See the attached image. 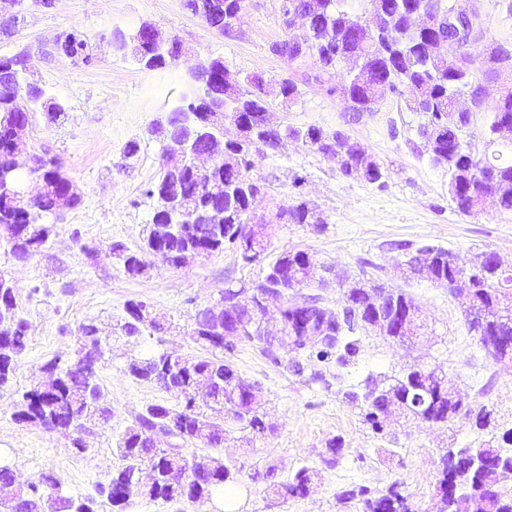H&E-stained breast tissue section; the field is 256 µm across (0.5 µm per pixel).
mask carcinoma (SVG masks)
<instances>
[{"instance_id": "1", "label": "carcinoma", "mask_w": 512, "mask_h": 512, "mask_svg": "<svg viewBox=\"0 0 512 512\" xmlns=\"http://www.w3.org/2000/svg\"><path fill=\"white\" fill-rule=\"evenodd\" d=\"M204 2L206 0H183V6L221 35L224 34V16H238L242 11L243 0H221L223 8L219 12L201 15L200 5ZM324 2L326 8L312 20L315 43L311 49L302 47L296 40L282 41L289 61L312 62V72L306 75V82L326 88L329 95L342 97L349 113L354 116L372 102L371 86L379 80L400 96L407 89L412 91L414 98L409 108L424 117L417 126V133L434 146V153L429 155L431 165L448 173V196L454 208L463 215H475L480 212V196L492 192L500 210L512 211V156L504 155L505 149L512 148V142L507 143L499 137L503 122L512 125V87L506 88L492 103L478 97L466 112H457L453 108V99L460 89L498 80L503 74L496 66L495 45H482L486 20L478 15L466 21V27L475 30V34L470 41L473 64L463 67L452 59L437 60L428 52L431 42L443 33L442 28L418 29L411 22V13L426 0H367L364 14L368 16L378 11L381 35L366 44L354 34L358 15L346 8V0ZM64 38L76 61L85 66L93 63L87 35L73 31ZM178 46L176 40L170 51L156 54L144 40L141 49L149 54L148 60L138 58L136 63L144 69L163 68L174 63ZM349 57L356 59L362 80L352 84L346 75L339 81L333 80L337 65ZM2 68L13 71L16 81L0 79V167L11 154L10 130L14 123L21 120L30 124L36 112L44 113L50 122H56L66 114L65 105L46 97L41 88L27 100L17 96L18 82L27 80L25 52L0 56ZM267 85L268 82L259 75L248 76L224 97V116L241 125L243 141L227 142L218 132L198 138V147L224 153L228 160L224 164V184L229 192L224 195V206L213 215L206 179L197 176L190 167L180 172L179 201L191 207L192 216L179 210L169 211L163 217L154 214L153 223L165 221L171 224L172 235L158 247L154 246L150 236L145 243L147 251L157 249L163 264L178 267L185 252L191 248H205L212 254L229 249L247 264L258 261L267 252L269 238L253 239L244 232V225L253 221L251 194L260 188V184L249 177L254 159L246 153L247 142L255 139L265 147L277 150L284 141L292 139L305 150L330 159L336 141L349 139L341 130L327 131L316 126L288 127L283 131L263 128L260 113L269 104ZM477 112L487 117V145L499 146L491 154L473 151L470 142L465 140V130ZM153 133L162 138V151H167L169 143L187 137L184 113H168L153 124ZM365 154L364 148L352 143L349 157L338 166L339 172L346 178L385 186V168L377 160L364 163ZM35 171L46 188L34 200L17 196L15 179L9 175L0 186V247L16 259H27L46 246L54 225L45 219L54 213L56 197L71 185L55 156H35ZM315 213L316 209L308 201L299 199L287 211L277 212L276 218L281 220L286 215L290 224L318 227L323 220L316 219ZM394 249L410 262L413 274L429 280L452 281L468 269V265L461 263L451 252L433 245L396 243ZM112 254L129 275L139 276L146 271L141 255L124 244H112ZM324 271L326 267L309 253L284 251L269 265L263 278L252 286L254 296L273 289L283 290L286 300L282 323L288 329V335L302 337L308 329L317 333L311 343L301 341L293 350L290 364L296 371L300 370L299 359L302 357L307 361L334 362L340 369L347 368L358 356L362 320L377 310L388 317L397 307L415 306L414 299L404 291L384 286L380 287L382 303L378 308L357 289L349 292L335 310L323 305L319 297L305 299L299 306H294L297 299L294 287H325L328 280L322 275ZM509 283L512 284V273L502 272L483 275L476 281L477 318L466 319V324L468 332L476 336L478 342L496 334L512 342V330L503 329L500 322L501 310L506 308L502 288ZM110 329L112 335L135 342L162 333L164 323L163 318L152 314L146 302L131 300L125 305L124 315L110 325ZM28 330L27 320L18 313L14 287L0 277V389L12 383L15 364L27 349ZM191 338L220 353L232 352L237 338L259 348L273 364H283L273 343L260 331L255 317L245 310L219 319L207 315L196 319ZM107 339L97 323L82 324L74 352L57 355L45 365L48 372L58 377V384L51 388L34 385L23 391L14 403V420L35 424L50 432L66 433L71 436V448L78 453L85 451L84 420L96 416L106 423L112 416L110 408L91 398L92 391L100 388V384L90 363L94 359H103L99 348ZM127 373L138 381L156 383L174 394L178 407L149 404L118 433L113 451L121 458V467L106 481L97 484L94 496L75 498L51 475L44 476L39 485H18L11 460L0 455V487L13 488V496L0 498V512H96L99 497L116 512H129L138 498L162 503L187 502L195 507L209 504L220 508L224 501V486L241 482L239 470L217 454L209 456V466L196 467L185 449L161 448L154 444L153 435L163 428L186 445L199 441L215 449L224 444L227 426L255 438L266 436L273 432V427L266 424L260 408L250 403L248 393L252 384L220 355L203 359L160 349L129 363ZM204 383L213 389L212 403L195 396L196 387ZM344 395L359 406L364 423L377 435L384 431L380 416L392 410L398 398L417 403V420L431 424L448 425L466 419L483 428L492 415L483 406L467 404L461 408L448 398V379L440 364H413L393 378L370 375L362 389L352 387ZM226 401L235 406L231 416L224 415L220 407ZM145 469L154 473V481L147 489L142 486ZM509 470L512 471V429L505 431L495 444L486 441L476 446L447 449L439 460L435 487L438 512H468L470 502L476 500L482 502L483 512H512V490L503 482V476ZM315 474L314 468L304 465L288 481L276 483L272 481L275 469L270 467L262 474H252L250 479L269 482L272 494L285 503L290 497L307 495ZM408 499L410 496L404 494L402 483L397 481L385 490L357 485L338 495L339 503L356 501L363 512H399L403 501Z\"/></svg>"}]
</instances>
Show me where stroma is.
<instances>
[{
	"mask_svg": "<svg viewBox=\"0 0 512 512\" xmlns=\"http://www.w3.org/2000/svg\"><path fill=\"white\" fill-rule=\"evenodd\" d=\"M279 5L280 0H244L239 32L228 38L186 11L182 0H56L49 10L30 6L15 32L0 37V55L27 51L37 83L65 102V117L51 123L36 114L24 137L32 153L60 158L81 197L80 205L58 213L55 232L40 253L19 261L0 250V275L14 285L18 312L30 325L27 350L13 381L0 390V453L11 459L20 482L37 483L51 474L71 495L94 494L97 483L119 464L115 435L147 405H178L163 388L128 375V364L144 356L146 343L116 338L98 365L112 418L86 424L85 452L73 450L64 434L16 423L12 412L18 392L47 381L43 364L72 349L80 324H110L128 301L141 300L166 318L163 349L211 356V349L190 337L196 313L215 304L225 287L261 280L269 263L288 250L306 251L330 268L334 287L318 291L330 308L342 303L341 282L358 279L402 289L419 307L426 325L419 341L401 344L362 333L359 373L396 375L412 364L438 363L450 387L493 414L481 431L463 420L441 426L400 418L377 435L364 423L359 407L345 399L346 382L337 378L335 367L325 368L324 380L315 381L316 363H304L297 372L274 365L250 344H238L226 359L259 387L265 419L276 431L250 443L235 429L224 436L221 454L243 476L237 512H362L357 505L340 504L338 495L355 485L384 489L395 481L403 482L420 512H431L444 451L497 439L512 428V375L499 372L469 333L464 299L402 272L393 248L397 242H430L464 263L486 249L512 265V212L491 204L475 216L455 210L448 200V176L430 164L416 134L421 117L409 109L406 98L382 93L373 111L356 120L341 98L314 84L303 86L298 99H274L268 112L273 125L343 129L380 160L387 178L380 188L343 177L334 161L293 141L256 153L250 175L264 183L265 194L254 210L271 221L265 259L247 265L227 250L175 269L148 254L147 274L131 276L114 258L113 243L141 250L151 228L158 201L146 191L162 173L161 142L151 126L182 96L189 69L220 58L240 78L297 79L309 70V63H291L271 51L273 43L290 35ZM146 23L162 36L179 37L183 53L175 63L149 71L113 51V30L132 33ZM73 30L90 37L93 65L56 53V38ZM131 142L139 151L128 158L124 149ZM297 176L302 183L296 189L292 181ZM298 198L316 206L321 228L277 219V212ZM334 439L342 440L344 451L328 467L322 458ZM304 465L317 470L310 491L285 503L265 492L264 482L250 479L272 466L284 481Z\"/></svg>",
	"mask_w": 512,
	"mask_h": 512,
	"instance_id": "obj_1",
	"label": "stroma"
}]
</instances>
